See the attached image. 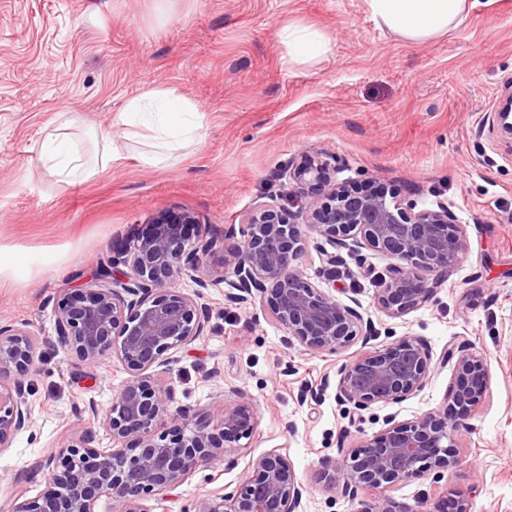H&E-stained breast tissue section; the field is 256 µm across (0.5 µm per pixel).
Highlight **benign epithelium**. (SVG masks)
<instances>
[{
	"instance_id": "benign-epithelium-1",
	"label": "benign epithelium",
	"mask_w": 512,
	"mask_h": 512,
	"mask_svg": "<svg viewBox=\"0 0 512 512\" xmlns=\"http://www.w3.org/2000/svg\"><path fill=\"white\" fill-rule=\"evenodd\" d=\"M501 140L512 147V96L499 101L492 118ZM288 192L310 197L294 214L274 207L253 211L240 228L242 244L224 261L231 301L263 296L277 322L311 350L348 346L363 318L323 288L304 281L291 263L301 254V227L329 241L366 247L393 263L381 276L378 303L390 315L425 301L431 276L454 268L466 249V229L448 206L420 208L388 190L363 192L336 182V167L319 155L288 161L281 173ZM146 235L112 246L79 292L68 289L54 308V331L80 361L94 364L115 357L129 373L105 411L91 400L83 411L112 438L109 450L90 446L91 427L80 431L58 460H47L48 488L40 500L18 503L13 512H95L103 493L118 512H146L142 496L181 485L202 463L224 461V443L252 436L258 417L252 405L234 400L224 406L222 442L201 424L175 438L154 428L171 415L172 386H159L146 371L167 366L171 349L204 335L208 317L196 298L174 287L198 271L209 243L193 241L184 227L196 224L188 212H160ZM124 269H119V266ZM33 339L24 327L0 326V449L32 428L27 374L33 365ZM431 356L416 340L404 338L363 354L341 369L340 396L358 407L399 402L420 391L431 374ZM456 383L446 406L412 420L391 417L385 427L343 455L325 480L353 495L360 488L388 485L434 472L444 477L455 464L453 436L462 420L486 398L490 376L483 357L459 351ZM134 441L133 447L124 442ZM252 475L235 490L199 498L193 512H299L304 485L287 457L275 451L256 459ZM358 512H418L379 496ZM427 512H470L468 500L449 494Z\"/></svg>"
}]
</instances>
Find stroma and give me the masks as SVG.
Wrapping results in <instances>:
<instances>
[{
	"label": "stroma",
	"mask_w": 512,
	"mask_h": 512,
	"mask_svg": "<svg viewBox=\"0 0 512 512\" xmlns=\"http://www.w3.org/2000/svg\"><path fill=\"white\" fill-rule=\"evenodd\" d=\"M288 22L322 32L329 52L290 61L278 38ZM160 88L177 89L203 115L200 140L172 166L149 167L127 151L83 183L46 172L43 130L59 114L118 134L127 102ZM511 93L512 0H478L456 29L422 43L379 29L364 0H0V255L15 262L0 274V323L27 327L35 351L33 431L0 451V512L45 491V462L87 421L78 405L92 398L106 408L128 377L116 358L86 364L59 343V295L86 281L114 242L148 233L161 211L192 212L212 245L196 277L179 283L200 295L207 330L149 371L176 392L156 431L215 427L240 397L259 424L225 443L223 463L201 464L165 497L145 496L146 512H191L202 495L238 487L273 450L306 487L301 512H358L371 492L327 488L325 463L387 417L443 406L464 346L483 356L490 396L453 436L448 488L471 512H512V151L492 128ZM304 152L335 157L337 181L445 204L467 231L460 263L397 316L377 302L388 257L306 234L295 269L372 326L333 351L300 344L261 297L228 302L221 279L242 241L229 226L260 205L299 210L280 171ZM408 336L432 357L421 391L364 409L340 398L345 363Z\"/></svg>",
	"instance_id": "35a3bbf8"
}]
</instances>
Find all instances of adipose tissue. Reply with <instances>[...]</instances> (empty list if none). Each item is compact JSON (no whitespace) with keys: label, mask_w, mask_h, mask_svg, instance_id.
<instances>
[{"label":"adipose tissue","mask_w":512,"mask_h":512,"mask_svg":"<svg viewBox=\"0 0 512 512\" xmlns=\"http://www.w3.org/2000/svg\"><path fill=\"white\" fill-rule=\"evenodd\" d=\"M375 24L411 42H424L456 28L474 6V0H364ZM278 38L294 62H306L325 54L323 34L295 24L283 25ZM119 120L125 141L143 144L138 159L157 167L168 163L174 152L201 135L202 115L196 105L176 89L152 91L127 102ZM72 120L57 119L47 125L41 159L58 181L72 185L90 180L122 156L123 144L110 133L90 130L88 146L80 148L70 130Z\"/></svg>","instance_id":"adipose-tissue-1"}]
</instances>
